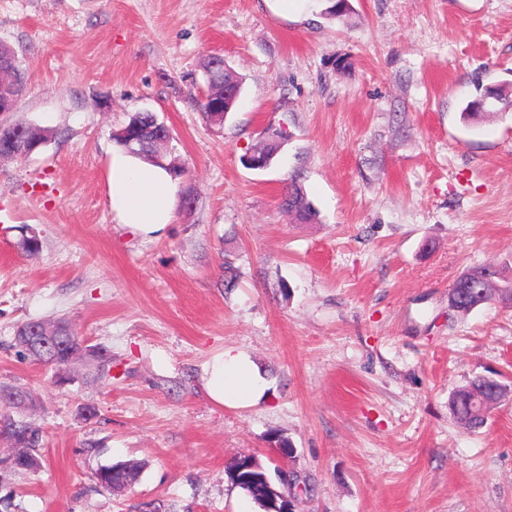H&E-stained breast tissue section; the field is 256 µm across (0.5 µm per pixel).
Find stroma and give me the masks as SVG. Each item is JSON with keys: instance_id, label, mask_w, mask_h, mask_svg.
<instances>
[{"instance_id": "35a3bbf8", "label": "stroma", "mask_w": 512, "mask_h": 512, "mask_svg": "<svg viewBox=\"0 0 512 512\" xmlns=\"http://www.w3.org/2000/svg\"><path fill=\"white\" fill-rule=\"evenodd\" d=\"M349 3L0 0L25 76L0 125L48 134L0 158V387L30 394L9 415L42 432L29 471L0 435V512H263L225 472L243 454L297 476V512H512V401L477 431L448 408L473 376L512 386V303L448 305L468 268L512 282V98L462 116L512 84V0ZM214 53L243 80L221 125L200 107ZM145 111L183 170L158 238L108 201L113 134ZM274 136L270 166H246ZM292 177L314 222L280 208ZM30 320L90 348L68 383L16 345ZM227 348L266 400L207 397ZM122 461L138 481L98 488Z\"/></svg>"}]
</instances>
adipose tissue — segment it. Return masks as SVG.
<instances>
[{
  "label": "adipose tissue",
  "instance_id": "adipose-tissue-1",
  "mask_svg": "<svg viewBox=\"0 0 512 512\" xmlns=\"http://www.w3.org/2000/svg\"><path fill=\"white\" fill-rule=\"evenodd\" d=\"M177 180L163 167L128 153L112 159L108 195L112 211L132 232L165 233L172 219ZM202 385L217 405L249 407L268 396L270 385L249 356L235 349L215 355L202 369Z\"/></svg>",
  "mask_w": 512,
  "mask_h": 512
}]
</instances>
